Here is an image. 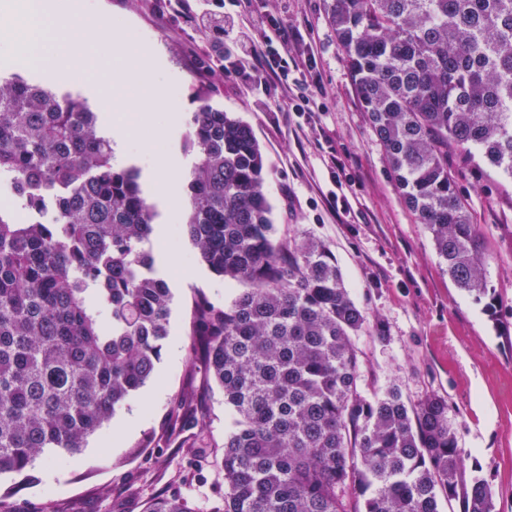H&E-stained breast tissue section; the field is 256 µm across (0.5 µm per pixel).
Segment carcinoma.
Segmentation results:
<instances>
[{"label": "carcinoma", "instance_id": "obj_1", "mask_svg": "<svg viewBox=\"0 0 512 512\" xmlns=\"http://www.w3.org/2000/svg\"><path fill=\"white\" fill-rule=\"evenodd\" d=\"M215 57L224 10L205 9ZM355 90L407 206L448 275L490 294L476 225L448 147L512 178V0H332ZM188 147L199 160L180 225L208 268L243 286L192 304L187 367L217 385L224 431L216 512H495L463 458L448 401L395 385L358 391L353 336L368 328L330 249L274 237L265 159L250 126L203 96ZM113 165L97 113L23 81L0 83V181L27 210L0 209V476L75 455L149 380L172 292L150 246L154 211ZM146 512H193L157 497Z\"/></svg>", "mask_w": 512, "mask_h": 512}]
</instances>
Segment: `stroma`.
Returning a JSON list of instances; mask_svg holds the SVG:
<instances>
[{
    "label": "stroma",
    "instance_id": "stroma-1",
    "mask_svg": "<svg viewBox=\"0 0 512 512\" xmlns=\"http://www.w3.org/2000/svg\"><path fill=\"white\" fill-rule=\"evenodd\" d=\"M102 2L133 35L159 47L181 112L192 114L197 95L206 93L251 126L265 157L277 239L306 233L322 240L369 318L355 338L361 394L369 398L394 385L413 402L429 394L446 398L463 452V481L484 479L495 512H512V178L448 152L482 236L490 312L456 287L430 233L404 203L337 44L331 0H254L253 12L238 16L243 28L256 12L279 17L298 35L291 54H314L323 92L304 114L288 111L280 92L263 102L249 84L225 78L198 24L203 0ZM333 154L344 169L328 166ZM169 226L170 244L193 276L170 284L168 337L152 384L159 392L141 388L80 455L37 463L36 483L0 477V493H12V512H146L152 498L164 495L183 497L194 512L221 507L224 397L217 388L207 395L198 433L181 425L178 406L192 401L186 333L193 301L203 293L228 305L238 290L197 258L178 226ZM133 412L139 425L128 435L120 422Z\"/></svg>",
    "mask_w": 512,
    "mask_h": 512
}]
</instances>
